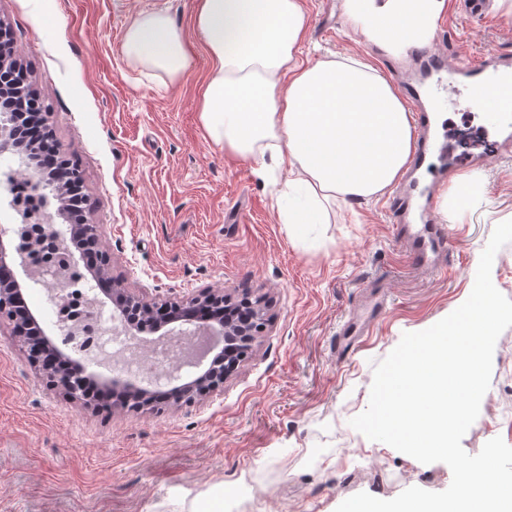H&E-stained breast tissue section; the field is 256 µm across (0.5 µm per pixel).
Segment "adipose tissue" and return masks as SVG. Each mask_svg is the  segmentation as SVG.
<instances>
[{
	"label": "adipose tissue",
	"instance_id": "ef3b65f1",
	"mask_svg": "<svg viewBox=\"0 0 512 512\" xmlns=\"http://www.w3.org/2000/svg\"><path fill=\"white\" fill-rule=\"evenodd\" d=\"M447 0H343L365 42L390 58L429 46ZM209 59L198 112L226 157L281 177L283 224H325L330 205L390 189L413 151L410 111L371 61L300 57L308 30L300 0H196ZM129 63L157 79L187 74L193 54L167 7L138 13L122 42Z\"/></svg>",
	"mask_w": 512,
	"mask_h": 512
}]
</instances>
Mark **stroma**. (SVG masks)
Returning <instances> with one entry per match:
<instances>
[{"label": "stroma", "mask_w": 512, "mask_h": 512, "mask_svg": "<svg viewBox=\"0 0 512 512\" xmlns=\"http://www.w3.org/2000/svg\"><path fill=\"white\" fill-rule=\"evenodd\" d=\"M196 0H0V24L52 132L76 162L102 225L110 273L143 295L223 288L262 299L266 323L220 390L190 404L111 413L50 389L26 345L0 322V512H335L366 492L391 499L447 489L450 468L423 464L351 427L373 367L403 333L427 329L470 295L474 261L512 216V160L490 156L488 192L459 203L448 270L427 274L396 235L388 195L351 201L330 221L280 223L248 160L225 157L197 112L208 70ZM303 59L377 52L357 39L343 0H302ZM166 6L192 71L158 84L122 52L139 12ZM448 0L433 50L455 60L512 56V15ZM512 445V327L499 336L490 388L462 439L477 454Z\"/></svg>", "instance_id": "35a3bbf8"}]
</instances>
